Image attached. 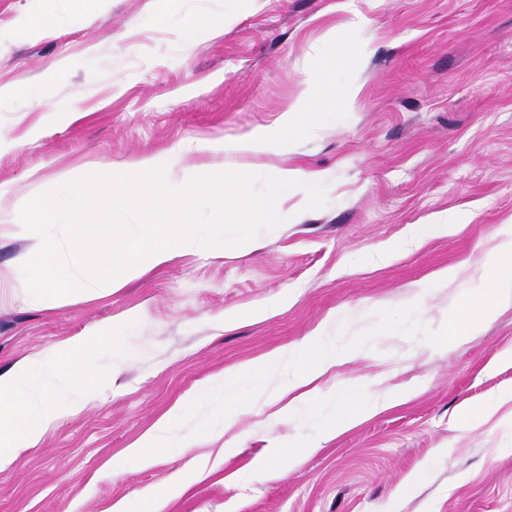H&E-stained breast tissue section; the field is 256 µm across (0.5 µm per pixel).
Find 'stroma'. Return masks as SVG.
I'll use <instances>...</instances> for the list:
<instances>
[{
    "instance_id": "1",
    "label": "stroma",
    "mask_w": 512,
    "mask_h": 512,
    "mask_svg": "<svg viewBox=\"0 0 512 512\" xmlns=\"http://www.w3.org/2000/svg\"><path fill=\"white\" fill-rule=\"evenodd\" d=\"M356 12L366 26H351ZM222 14L223 31L198 28ZM332 52L356 57L355 101L339 94ZM45 84L56 105L36 99ZM308 84L341 113L316 138L257 156L196 151L273 127ZM68 103L79 119L62 112ZM174 156L205 174L301 167L326 180L307 203L281 199V225L223 255L200 247L110 295L34 304L16 264L40 239L14 234L21 207L88 164L126 173ZM452 209L469 216L455 233L375 263L412 225ZM509 229L512 0H104L89 13L73 0H0V371L86 329H115L91 355L105 372L96 400L0 471V512H106L227 444L239 451L225 482L200 481L164 512H384L437 448L447 460L395 512H512V307L454 348L434 342L460 294L489 299L484 264ZM441 269L454 280H434ZM317 329L353 355L322 376L312 409L267 423L279 374L244 382L232 401H191L204 379L290 353ZM344 385L416 393L277 478L250 477L265 449L303 446L347 420L329 400ZM177 404L183 447L107 473ZM491 405V419L466 425Z\"/></svg>"
}]
</instances>
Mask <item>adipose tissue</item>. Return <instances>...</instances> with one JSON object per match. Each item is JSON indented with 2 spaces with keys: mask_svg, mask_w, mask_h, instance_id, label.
<instances>
[{
  "mask_svg": "<svg viewBox=\"0 0 512 512\" xmlns=\"http://www.w3.org/2000/svg\"><path fill=\"white\" fill-rule=\"evenodd\" d=\"M332 104L303 89L298 98L284 107L276 126L260 134L221 142H200L201 150L227 155H258L293 148L289 131L302 126L304 134L317 136L324 123L335 120ZM324 183L322 173L302 169L277 170L269 180L271 198H279L288 190H296L303 199L313 198ZM484 279L492 287V298L478 306L465 299L452 304L454 315L436 336L442 347H453L476 327L493 317L502 306L512 305V237L503 238L495 247L490 261L483 269ZM111 328L105 327L84 336L75 337L56 349L40 367L18 364L0 372V470L14 466L25 450L37 447L45 430L78 414L86 403L96 396V371L83 364L82 359L93 348L110 338ZM341 353L335 344L325 341L320 333H313L293 354L275 353L248 365L224 372L214 380L223 387L225 396H235L239 386L249 377L275 371L286 372L284 383L270 395L276 405V417L293 414L298 406L313 396L312 384L335 365ZM180 417L179 409H172L167 419L141 436L124 453L113 458L109 469L117 472L128 463L140 466L153 460V451L170 447L173 426ZM339 429L325 427L316 440L302 450L282 453L273 451L270 458L253 462L252 474L260 481L277 474V465H296L303 456L318 452L323 443L336 437Z\"/></svg>",
  "mask_w": 512,
  "mask_h": 512,
  "instance_id": "adipose-tissue-1",
  "label": "adipose tissue"
}]
</instances>
